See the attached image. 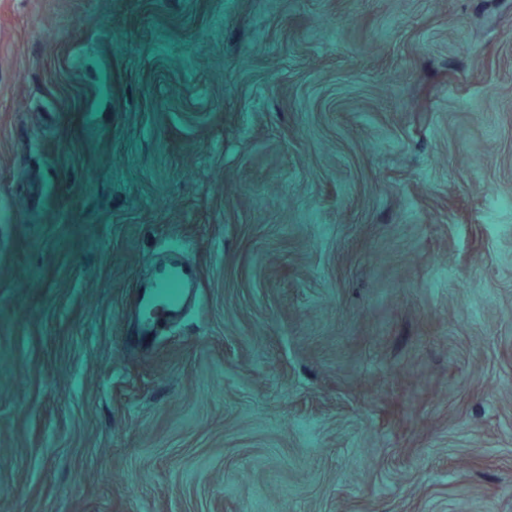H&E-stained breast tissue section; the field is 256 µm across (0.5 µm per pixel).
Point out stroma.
<instances>
[{"label":"stroma","mask_w":512,"mask_h":512,"mask_svg":"<svg viewBox=\"0 0 512 512\" xmlns=\"http://www.w3.org/2000/svg\"><path fill=\"white\" fill-rule=\"evenodd\" d=\"M0 512H512V0H0Z\"/></svg>","instance_id":"35a3bbf8"}]
</instances>
